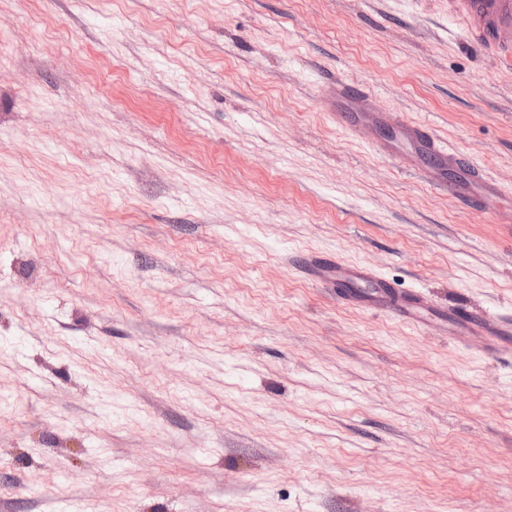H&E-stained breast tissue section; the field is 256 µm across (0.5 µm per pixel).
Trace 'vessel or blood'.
Instances as JSON below:
<instances>
[{
  "mask_svg": "<svg viewBox=\"0 0 512 512\" xmlns=\"http://www.w3.org/2000/svg\"><path fill=\"white\" fill-rule=\"evenodd\" d=\"M451 10L465 18L472 38L496 54L500 61L512 62V0H452ZM333 93L337 123L346 128H356V117L368 97L365 86L359 82L340 81ZM402 134L417 148L420 156L459 167L471 183L480 187V194L474 196L457 182H440V189L455 197L463 209L481 208L499 198V191L485 178L482 170L466 156L448 149L431 128L406 126ZM314 268L320 281L349 289L353 300L376 306L393 299L388 283L370 269L337 260L315 262ZM455 323L461 329L496 340L512 337V318L508 316L464 312L457 315Z\"/></svg>",
  "mask_w": 512,
  "mask_h": 512,
  "instance_id": "b4317fda",
  "label": "vessel or blood"
}]
</instances>
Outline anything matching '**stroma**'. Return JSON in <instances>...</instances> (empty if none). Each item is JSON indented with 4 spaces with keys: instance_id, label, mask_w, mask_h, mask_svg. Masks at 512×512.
Returning <instances> with one entry per match:
<instances>
[{
    "instance_id": "stroma-1",
    "label": "stroma",
    "mask_w": 512,
    "mask_h": 512,
    "mask_svg": "<svg viewBox=\"0 0 512 512\" xmlns=\"http://www.w3.org/2000/svg\"><path fill=\"white\" fill-rule=\"evenodd\" d=\"M401 123L512 208V66L448 0H0V512H512V342L443 319L512 315V224ZM336 102L333 115L336 122L346 128H356V116L361 110L362 104L367 101L366 87L360 82L337 81L333 89ZM403 136L417 148V154L431 160L450 162L459 167L468 180L481 188V194L473 196L455 181H437V186L455 197L463 209L475 210L485 207L500 197V192L484 176L482 170L466 156L448 149L434 131L422 125L401 127ZM308 263L315 268L320 281L336 284V288L351 289L348 296L355 301L376 306L390 303L394 297L389 284L365 267L344 264L338 260L320 262L313 258Z\"/></svg>"
}]
</instances>
